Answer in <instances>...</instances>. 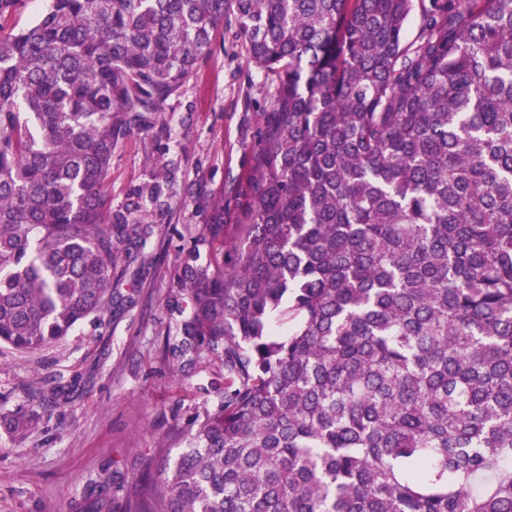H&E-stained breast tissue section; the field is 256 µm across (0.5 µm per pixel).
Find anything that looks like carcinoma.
Instances as JSON below:
<instances>
[{"instance_id":"1","label":"carcinoma","mask_w":512,"mask_h":512,"mask_svg":"<svg viewBox=\"0 0 512 512\" xmlns=\"http://www.w3.org/2000/svg\"><path fill=\"white\" fill-rule=\"evenodd\" d=\"M0 0V343L104 319L179 163L112 205L231 14L271 93L240 240L179 252L165 358L224 386L143 512H512V0ZM420 24L408 25L414 12ZM206 231L224 241V208Z\"/></svg>"}]
</instances>
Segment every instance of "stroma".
Masks as SVG:
<instances>
[{
	"instance_id": "stroma-1",
	"label": "stroma",
	"mask_w": 512,
	"mask_h": 512,
	"mask_svg": "<svg viewBox=\"0 0 512 512\" xmlns=\"http://www.w3.org/2000/svg\"><path fill=\"white\" fill-rule=\"evenodd\" d=\"M266 102L264 78L227 21L184 94L154 128L113 153L109 192L116 205L158 147L180 157L171 213L155 225L143 260L127 266L118 283L127 299L104 324L84 322L34 352L0 344V512H127L143 494L147 453L163 448L175 458L186 447L185 421L215 400L224 366L208 357L175 372L164 359L176 319L167 302L181 287L174 258L182 249L210 251L201 236L218 206L225 243L237 240L234 190L248 170ZM54 385L69 387L66 403L40 404V390ZM19 411L34 415L25 436L8 426Z\"/></svg>"
}]
</instances>
